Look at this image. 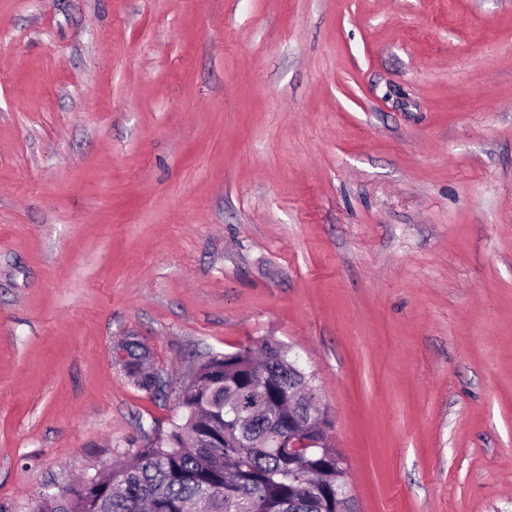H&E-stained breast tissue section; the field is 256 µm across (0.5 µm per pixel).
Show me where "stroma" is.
I'll use <instances>...</instances> for the list:
<instances>
[{
  "mask_svg": "<svg viewBox=\"0 0 512 512\" xmlns=\"http://www.w3.org/2000/svg\"><path fill=\"white\" fill-rule=\"evenodd\" d=\"M261 338L352 512H512V0H0V505ZM123 344L122 348L126 352V366L124 370H126V375L131 379L132 376L136 377V380H132L135 385L143 390H147V383H143L142 377L147 376L149 373V369L146 367V360L150 359L151 355L150 350L147 345H145L142 341H140L135 336L127 337ZM149 356V357H148Z\"/></svg>",
  "mask_w": 512,
  "mask_h": 512,
  "instance_id": "1",
  "label": "stroma"
}]
</instances>
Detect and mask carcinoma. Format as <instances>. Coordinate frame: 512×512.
<instances>
[{"label": "carcinoma", "mask_w": 512, "mask_h": 512, "mask_svg": "<svg viewBox=\"0 0 512 512\" xmlns=\"http://www.w3.org/2000/svg\"><path fill=\"white\" fill-rule=\"evenodd\" d=\"M126 375L147 389V345L126 339ZM184 385L180 420L120 469L85 479L89 492L56 502L36 498L30 512H351L343 456L330 444L299 455L271 447L288 431V377L313 376L283 344L259 339L209 355Z\"/></svg>", "instance_id": "obj_1"}]
</instances>
